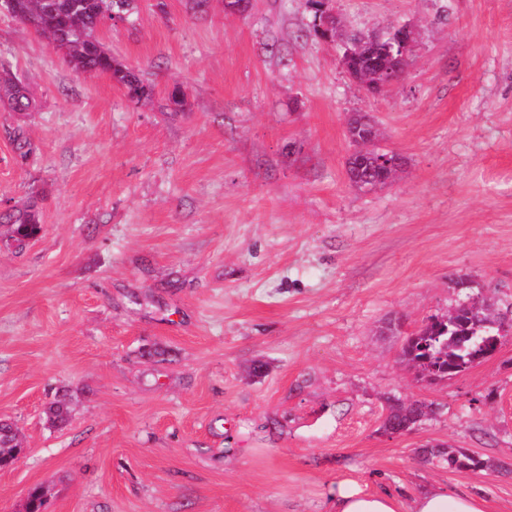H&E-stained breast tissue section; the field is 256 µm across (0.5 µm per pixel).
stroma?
Masks as SVG:
<instances>
[{"mask_svg":"<svg viewBox=\"0 0 512 512\" xmlns=\"http://www.w3.org/2000/svg\"><path fill=\"white\" fill-rule=\"evenodd\" d=\"M165 3L100 31L142 102L0 13V58L36 102L0 103V213L34 203L41 226L20 247L0 222V421L23 436L0 512L37 487L47 512H333L344 480L400 512L428 490L512 512V335L429 383L381 330L447 313L460 277L512 306V0H329L349 29L416 25L378 98L309 0ZM352 112L408 157L391 185L350 184ZM396 399L430 412L386 433ZM437 444L498 468L420 455Z\"/></svg>","mask_w":512,"mask_h":512,"instance_id":"35a3bbf8","label":"stroma"}]
</instances>
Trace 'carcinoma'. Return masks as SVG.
Masks as SVG:
<instances>
[{"label":"carcinoma","mask_w":512,"mask_h":512,"mask_svg":"<svg viewBox=\"0 0 512 512\" xmlns=\"http://www.w3.org/2000/svg\"><path fill=\"white\" fill-rule=\"evenodd\" d=\"M137 0H0L6 12L21 23L46 35L65 61L77 73H105L121 85L127 96L139 101L152 93L150 85L122 62L114 59L99 39V29L118 17L133 23ZM0 81L3 82L7 104L13 112H29L34 97L25 83L10 77V69L0 63ZM347 174L359 189L376 188L387 184L389 171L356 156L347 160ZM3 219L15 225V241L35 237L39 231L36 205L6 213ZM482 300H472L455 308L454 314L442 318L431 317L416 332L405 338L401 360L415 372L425 376L444 378L471 367L472 356L483 337L496 335L499 330L512 329V311L487 313ZM421 414L416 403L391 404L384 424L400 426ZM421 453L428 459L443 460L448 468L457 471L495 470L498 464L459 448L436 445Z\"/></svg>","instance_id":"cac0c4a2"}]
</instances>
